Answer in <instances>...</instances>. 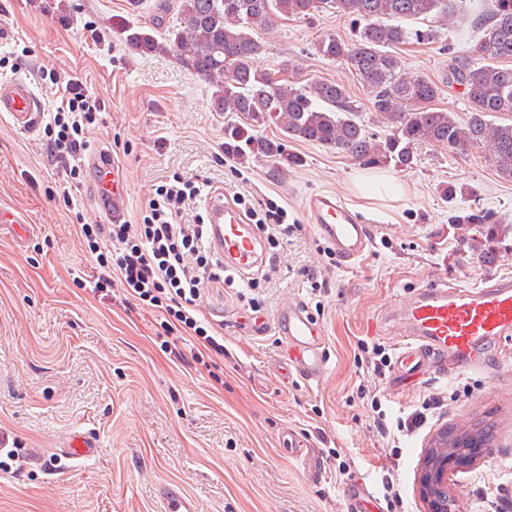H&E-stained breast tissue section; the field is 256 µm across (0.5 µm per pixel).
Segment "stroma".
I'll return each instance as SVG.
<instances>
[{
    "instance_id": "35a3bbf8",
    "label": "stroma",
    "mask_w": 512,
    "mask_h": 512,
    "mask_svg": "<svg viewBox=\"0 0 512 512\" xmlns=\"http://www.w3.org/2000/svg\"><path fill=\"white\" fill-rule=\"evenodd\" d=\"M157 2L145 0L132 16L127 0H0V79L26 77L47 107L55 97L41 79L45 70L78 76L101 94L105 110L88 139L96 153L125 144L114 159L129 181L130 214L176 173L210 180L229 196L285 206L302 229L267 251L260 314L271 317L289 300L310 308L328 369L315 383L283 374L277 334L254 335L250 312L221 282L199 301L224 326V355L209 365L194 360L184 331L157 339L160 314L120 302L119 286L93 293L98 271L74 228L80 216L107 221L90 203L92 175L69 182L47 156L43 125L20 131L0 115V209L28 221L19 239L0 227V431L15 441L0 452V512H157V488L168 482L201 512H347L346 481L380 491V470L395 447L410 508L425 512L417 478L432 438L484 423L494 426L486 454L449 482L456 512H477L481 497L497 490L512 496V343L497 349L490 373L392 370L380 377L359 361L365 345L397 353L393 308L416 289L442 278L474 288L512 277V251L483 263L448 222L451 206L484 208L512 238V182L481 151L461 155L430 143L407 171L366 168L342 151L294 140L288 150L298 166L262 155L239 163L224 151V127L234 117L212 110L208 83L174 56L140 55L126 45L121 22L152 31L172 24L174 13H161ZM351 33L349 21L328 12L282 21L261 32L254 66L275 72L284 60L299 62L301 82L338 81L366 105L355 72L315 51L320 38ZM479 36L469 17L439 27L436 42L397 49L396 57L402 70L438 82L449 48L467 49ZM382 178L402 185V194L375 195ZM451 182L469 189L452 204L441 194ZM64 190L76 211L60 202ZM319 191L339 194L370 231L371 247L352 264L329 261L306 222L304 202ZM322 280L326 291L312 295ZM380 317L390 321L382 334L372 328ZM176 348L185 360L173 356ZM375 394L394 420L433 397L442 406L395 441L374 427ZM75 431L98 438L96 457L59 458V443ZM291 433L307 444V457L288 454L283 441Z\"/></svg>"
}]
</instances>
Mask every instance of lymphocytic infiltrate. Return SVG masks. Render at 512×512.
<instances>
[{
    "mask_svg": "<svg viewBox=\"0 0 512 512\" xmlns=\"http://www.w3.org/2000/svg\"><path fill=\"white\" fill-rule=\"evenodd\" d=\"M55 95V108L45 126L49 154L63 164L67 176L77 180L85 170L90 150L87 131L100 121L105 103L100 93L80 79L51 71L47 74ZM203 191L199 181L173 176L159 185L135 220L122 224H78L91 261L103 274L95 291L120 283L125 299H132L163 316V329L181 327L201 349L224 353V336L198 309L210 284H234L233 271L224 268L207 242L202 215L193 223L182 217ZM234 201L248 219L274 241L298 229L289 223L288 211L275 200L263 208L252 207L244 195Z\"/></svg>",
    "mask_w": 512,
    "mask_h": 512,
    "instance_id": "f902f5d3",
    "label": "lymphocytic infiltrate"
}]
</instances>
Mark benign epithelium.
<instances>
[{"label": "benign epithelium", "instance_id": "benign-epithelium-1", "mask_svg": "<svg viewBox=\"0 0 512 512\" xmlns=\"http://www.w3.org/2000/svg\"><path fill=\"white\" fill-rule=\"evenodd\" d=\"M482 457L481 449L468 448L460 441L450 440L446 433L438 434L426 450L418 478L426 512H437L435 493L446 490L450 472L472 466Z\"/></svg>", "mask_w": 512, "mask_h": 512}]
</instances>
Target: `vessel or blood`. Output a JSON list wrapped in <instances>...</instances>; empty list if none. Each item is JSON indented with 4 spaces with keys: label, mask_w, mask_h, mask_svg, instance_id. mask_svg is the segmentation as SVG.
Masks as SVG:
<instances>
[{
    "label": "vessel or blood",
    "mask_w": 512,
    "mask_h": 512,
    "mask_svg": "<svg viewBox=\"0 0 512 512\" xmlns=\"http://www.w3.org/2000/svg\"><path fill=\"white\" fill-rule=\"evenodd\" d=\"M43 102L30 82L21 77L0 80V112L19 130L30 129ZM129 186L120 166L96 165L93 206L114 222L127 219ZM305 215L344 263L355 262L372 240L360 215L340 195L320 192L309 196ZM209 241L226 268L238 274L265 263L263 235L232 200L217 191L206 203ZM404 343L396 357L401 370L426 368L455 374L482 365L488 350L512 341V278L491 279L477 288L449 286L447 280L425 287L410 297L402 311ZM274 328L285 347L289 364L300 378L320 381L327 372L322 334L301 304L280 306L271 318L259 317L253 331ZM97 438L77 432L61 443L59 456L70 462L96 456ZM160 512H198L196 501L173 484L158 489Z\"/></svg>",
    "instance_id": "1"
}]
</instances>
